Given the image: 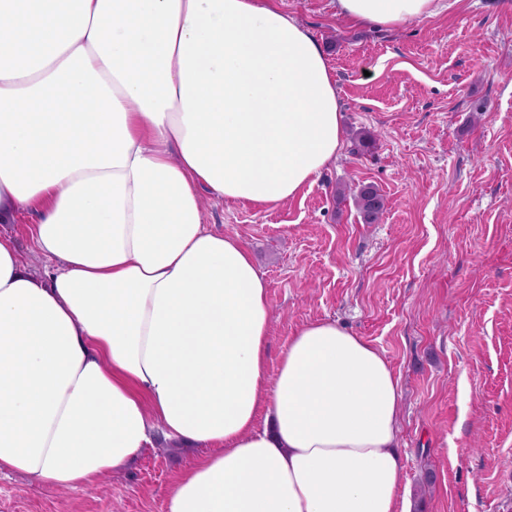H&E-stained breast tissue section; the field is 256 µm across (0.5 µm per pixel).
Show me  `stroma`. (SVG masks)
Masks as SVG:
<instances>
[{
	"mask_svg": "<svg viewBox=\"0 0 512 512\" xmlns=\"http://www.w3.org/2000/svg\"><path fill=\"white\" fill-rule=\"evenodd\" d=\"M281 7L327 55L340 153L280 204L205 196L207 226L267 284L271 358L330 319L388 360L413 512H512V0L391 28L350 26L335 0ZM370 184L386 205L369 224L354 197ZM197 454L145 449L93 489L1 473L0 512H165Z\"/></svg>",
	"mask_w": 512,
	"mask_h": 512,
	"instance_id": "35a3bbf8",
	"label": "stroma"
}]
</instances>
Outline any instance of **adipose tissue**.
<instances>
[{
    "mask_svg": "<svg viewBox=\"0 0 512 512\" xmlns=\"http://www.w3.org/2000/svg\"><path fill=\"white\" fill-rule=\"evenodd\" d=\"M447 0H336L353 26ZM341 145L336 84L277 0H0V472L71 490L201 448L166 512H409L398 380L333 320L269 368L267 285L203 196L295 197ZM35 222L33 213H24L15 224H0V229L15 238L21 255L29 262L27 267L40 275H44L46 262L35 252L30 235V226Z\"/></svg>",
    "mask_w": 512,
    "mask_h": 512,
    "instance_id": "ef3b65f1",
    "label": "adipose tissue"
}]
</instances>
